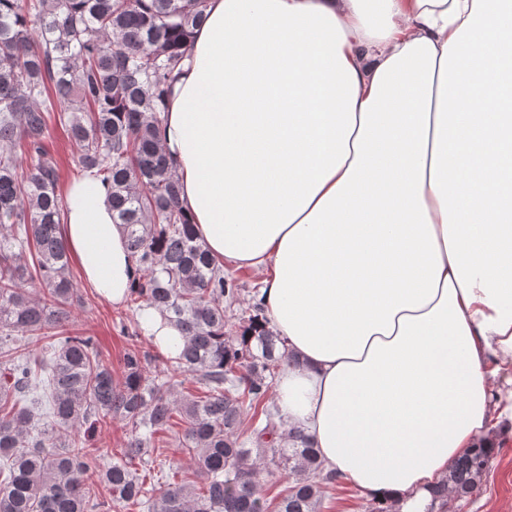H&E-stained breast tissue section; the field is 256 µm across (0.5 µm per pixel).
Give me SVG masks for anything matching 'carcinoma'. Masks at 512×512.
<instances>
[{
  "label": "carcinoma",
  "mask_w": 512,
  "mask_h": 512,
  "mask_svg": "<svg viewBox=\"0 0 512 512\" xmlns=\"http://www.w3.org/2000/svg\"><path fill=\"white\" fill-rule=\"evenodd\" d=\"M205 2L0 0V512H269L261 487L272 467L291 478L279 512H320L339 482L303 433L279 434L265 396L290 360L284 340L262 325L258 302L229 328L241 289L193 233L161 150V103ZM52 123L78 146L80 171L111 186L139 263L129 301L183 333L174 354L125 353L121 383L96 337L68 331L79 297L46 148ZM18 332L51 339V358L20 349ZM185 373L200 392L178 394ZM112 417L129 436L106 466L89 436ZM179 425L200 488L158 462L155 434ZM497 452L455 459L433 491L435 512L476 493ZM97 471L106 499L88 482Z\"/></svg>",
  "instance_id": "1"
}]
</instances>
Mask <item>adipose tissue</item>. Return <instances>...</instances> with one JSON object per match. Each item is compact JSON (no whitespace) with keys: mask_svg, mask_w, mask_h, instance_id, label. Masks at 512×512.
Listing matches in <instances>:
<instances>
[{"mask_svg":"<svg viewBox=\"0 0 512 512\" xmlns=\"http://www.w3.org/2000/svg\"><path fill=\"white\" fill-rule=\"evenodd\" d=\"M161 114L211 257L258 278L275 400L325 469L426 512L512 440V0H208ZM62 237L105 301L138 266L108 187Z\"/></svg>","mask_w":512,"mask_h":512,"instance_id":"1","label":"adipose tissue"}]
</instances>
